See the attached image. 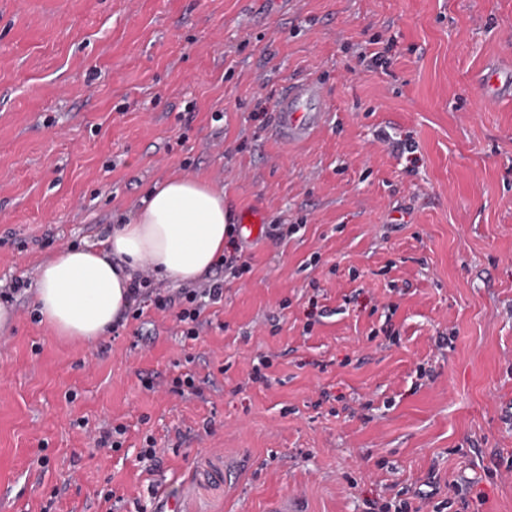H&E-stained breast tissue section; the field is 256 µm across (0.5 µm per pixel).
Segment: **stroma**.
Here are the masks:
<instances>
[{
	"instance_id": "35a3bbf8",
	"label": "stroma",
	"mask_w": 512,
	"mask_h": 512,
	"mask_svg": "<svg viewBox=\"0 0 512 512\" xmlns=\"http://www.w3.org/2000/svg\"><path fill=\"white\" fill-rule=\"evenodd\" d=\"M505 53L512 0H0V286L175 176L267 224L196 340L149 309L85 345L15 294L0 512H512V98L475 83ZM304 77L329 116L291 148ZM280 137L289 143L309 140L325 122L327 103L321 83L313 78L290 82L274 106Z\"/></svg>"
}]
</instances>
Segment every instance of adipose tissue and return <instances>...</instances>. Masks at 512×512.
Returning a JSON list of instances; mask_svg holds the SVG:
<instances>
[{
    "mask_svg": "<svg viewBox=\"0 0 512 512\" xmlns=\"http://www.w3.org/2000/svg\"><path fill=\"white\" fill-rule=\"evenodd\" d=\"M229 220L223 187L170 178L98 245L61 250L41 264L37 311L57 335L94 342L127 310L141 269L179 283L207 276L224 253Z\"/></svg>",
    "mask_w": 512,
    "mask_h": 512,
    "instance_id": "ef3b65f1",
    "label": "adipose tissue"
}]
</instances>
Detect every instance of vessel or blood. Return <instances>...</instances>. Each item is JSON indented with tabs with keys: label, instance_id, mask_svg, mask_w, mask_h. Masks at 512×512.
I'll return each instance as SVG.
<instances>
[{
	"label": "vessel or blood",
	"instance_id": "b4317fda",
	"mask_svg": "<svg viewBox=\"0 0 512 512\" xmlns=\"http://www.w3.org/2000/svg\"><path fill=\"white\" fill-rule=\"evenodd\" d=\"M487 103L512 96V66L489 65L479 78ZM275 123L280 137L290 143L309 140L325 122L327 103L321 83L313 78L288 83L274 106Z\"/></svg>",
	"mask_w": 512,
	"mask_h": 512
}]
</instances>
